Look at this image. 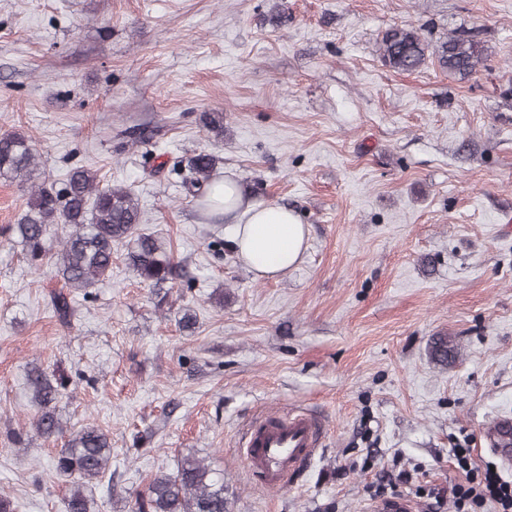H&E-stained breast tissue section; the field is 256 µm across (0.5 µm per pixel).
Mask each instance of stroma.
Listing matches in <instances>:
<instances>
[{"label":"stroma","mask_w":512,"mask_h":512,"mask_svg":"<svg viewBox=\"0 0 512 512\" xmlns=\"http://www.w3.org/2000/svg\"><path fill=\"white\" fill-rule=\"evenodd\" d=\"M401 23L435 44L476 35L484 67L394 71L378 43ZM14 131L54 183L85 166L129 188L176 271L158 291L115 244L111 276L71 292L60 321L54 266L34 270L4 233L29 192L0 180V495L19 512H62L54 459L88 424L112 441L98 512H132L188 455L223 473L226 512H366L381 470L448 485L455 445L491 461L481 432L512 415V0H0V134ZM201 150L252 200L299 213L307 247L286 276L255 277L183 185ZM59 363L73 384L46 439L27 373ZM290 408L324 437L295 485L268 490L243 429Z\"/></svg>","instance_id":"35a3bbf8"}]
</instances>
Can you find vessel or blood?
Segmentation results:
<instances>
[{
    "label": "vessel or blood",
    "mask_w": 512,
    "mask_h": 512,
    "mask_svg": "<svg viewBox=\"0 0 512 512\" xmlns=\"http://www.w3.org/2000/svg\"><path fill=\"white\" fill-rule=\"evenodd\" d=\"M322 437L320 420L309 412H268L246 427L242 460L265 488L281 490L310 464ZM484 439L499 464L511 467L512 417L496 418L485 428Z\"/></svg>",
    "instance_id": "obj_1"
}]
</instances>
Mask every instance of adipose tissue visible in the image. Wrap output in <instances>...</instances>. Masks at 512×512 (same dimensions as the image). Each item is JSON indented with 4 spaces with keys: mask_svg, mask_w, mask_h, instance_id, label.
<instances>
[{
    "mask_svg": "<svg viewBox=\"0 0 512 512\" xmlns=\"http://www.w3.org/2000/svg\"><path fill=\"white\" fill-rule=\"evenodd\" d=\"M218 211L231 224V236L243 263L260 278H274L296 265L307 235L298 216L284 206L245 203L240 185L209 187Z\"/></svg>",
    "mask_w": 512,
    "mask_h": 512,
    "instance_id": "obj_1",
    "label": "adipose tissue"
}]
</instances>
